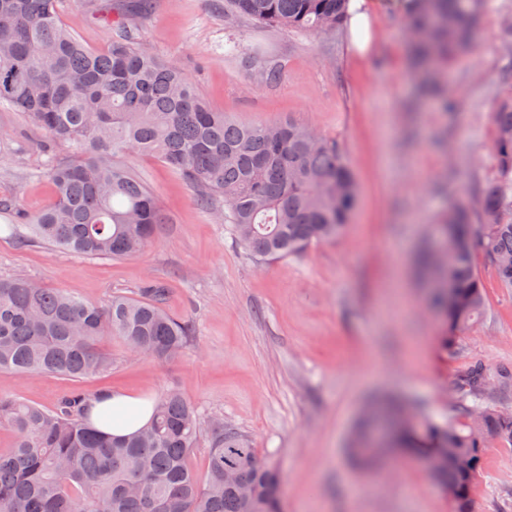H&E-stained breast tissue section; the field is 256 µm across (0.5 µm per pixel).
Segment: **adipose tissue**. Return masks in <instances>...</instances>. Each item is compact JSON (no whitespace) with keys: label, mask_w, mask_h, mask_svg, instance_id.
<instances>
[{"label":"adipose tissue","mask_w":512,"mask_h":512,"mask_svg":"<svg viewBox=\"0 0 512 512\" xmlns=\"http://www.w3.org/2000/svg\"><path fill=\"white\" fill-rule=\"evenodd\" d=\"M153 402L142 395L112 392L92 400L87 421L94 428L114 436H127L148 423Z\"/></svg>","instance_id":"obj_1"}]
</instances>
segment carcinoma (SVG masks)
Returning a JSON list of instances; mask_svg holds the SVG:
<instances>
[{
    "label": "carcinoma",
    "instance_id": "obj_1",
    "mask_svg": "<svg viewBox=\"0 0 512 512\" xmlns=\"http://www.w3.org/2000/svg\"><path fill=\"white\" fill-rule=\"evenodd\" d=\"M348 0H224V15L294 31L332 32ZM405 17L409 60L421 97L448 108L445 75L477 45L484 0H410ZM61 0H0V102L21 112L40 134L45 176L54 200L30 215L15 208L21 243H41L90 257L123 259L145 250L163 223L158 198L122 162L155 156L197 190L208 210L224 206L243 248L264 261L298 255L338 238L357 202L355 172L336 141L288 117L240 124L212 111L189 75L158 60L124 19L105 11L112 28L103 50L90 49L60 21ZM496 178L475 203L456 201L435 221L418 255L422 277L438 272L447 285L429 291L430 313L443 343L473 328L485 298L472 261L474 240L512 289V98L492 112ZM64 145L71 155L56 158ZM167 288L150 282L138 297L91 304L22 275L0 277V371L21 379L55 374L80 381L108 369L104 340L118 337L130 352L158 361L181 355L193 323L163 307ZM461 386L478 397L463 406L467 422L439 424L404 403L369 404L350 442L351 456L376 471L397 454L420 448L446 452L433 473L456 496L454 512H476L472 488L485 437L512 446V411L481 396L488 374L470 366ZM89 395L74 390L53 410L0 394V424L14 435L0 452V512H283L280 474L258 457L251 439L222 424L210 429L203 474L191 465L204 421L181 392L154 404L152 421L128 437L87 423Z\"/></svg>",
    "mask_w": 512,
    "mask_h": 512
}]
</instances>
